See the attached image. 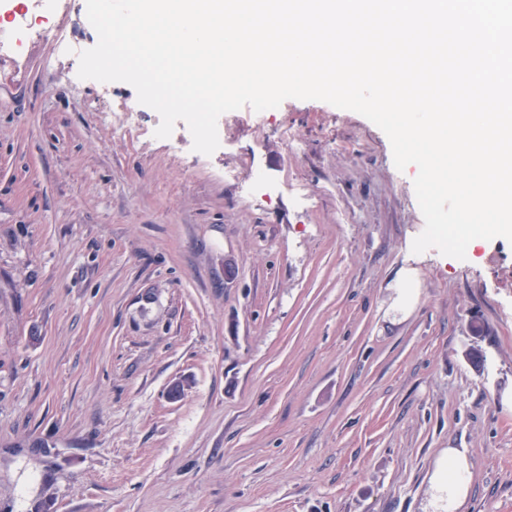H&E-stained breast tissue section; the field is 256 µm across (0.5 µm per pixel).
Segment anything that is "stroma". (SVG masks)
Returning a JSON list of instances; mask_svg holds the SVG:
<instances>
[{
	"mask_svg": "<svg viewBox=\"0 0 512 512\" xmlns=\"http://www.w3.org/2000/svg\"><path fill=\"white\" fill-rule=\"evenodd\" d=\"M28 22L0 11V512H445L450 448L460 512H512V243L413 253L417 168L356 112L246 106L206 156L78 78L86 0ZM435 483L438 492L448 498V512H457L466 501L471 483L467 457L456 448L448 449L438 466Z\"/></svg>",
	"mask_w": 512,
	"mask_h": 512,
	"instance_id": "1",
	"label": "stroma"
}]
</instances>
